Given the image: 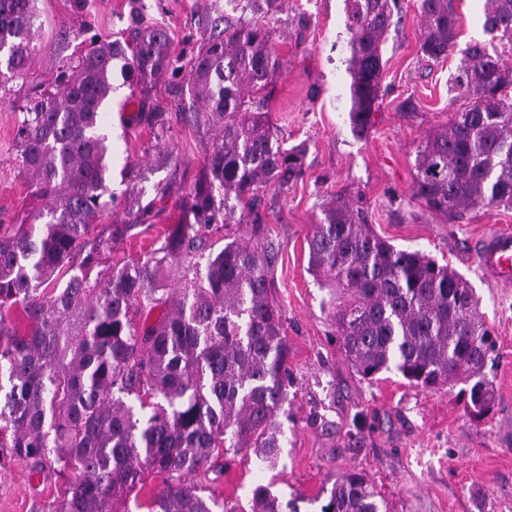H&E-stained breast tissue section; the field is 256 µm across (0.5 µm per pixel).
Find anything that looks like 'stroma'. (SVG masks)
Listing matches in <instances>:
<instances>
[{"mask_svg": "<svg viewBox=\"0 0 512 512\" xmlns=\"http://www.w3.org/2000/svg\"><path fill=\"white\" fill-rule=\"evenodd\" d=\"M485 0H455L459 47L490 42L484 30ZM383 48L385 71L375 123L362 137L350 127L349 34L344 0H281L270 20L278 61L269 109L283 147L303 144L302 174L287 187L261 195L263 243L272 248V294L280 305L290 348L294 385L280 415L286 446L276 468L259 469L243 449L206 494L244 512L256 484L274 493L309 497L352 470L374 484L383 512H512V286L493 282L477 264L482 239L512 232V208L476 209L452 222L412 194L421 142L451 112L464 108L448 86L460 62L452 55L426 67L418 50L423 18L419 0H401ZM31 67L24 78L0 85V224L27 220L33 201L21 166L16 131L34 93L53 88L93 38L130 40L134 24L159 25L170 36L176 61L145 94L147 109L165 112L170 132L156 140L147 123L129 122L128 86L114 72L117 88L104 110L111 144V185L123 193L142 175V203H153L152 224L136 227L118 257L136 258L161 244L166 225L203 167L217 132L190 95L191 59L212 29L208 18L227 10L226 0H37ZM414 97L418 112L399 111ZM365 203L368 224L396 247L423 252L461 273L479 298V311L495 330L497 357L488 376L496 402L484 418L473 417L455 392L409 385L400 374L361 379L346 361L335 334L328 291L308 269L307 239L333 195ZM332 422L331 431L311 427L309 413ZM365 425L356 448L348 446L354 416ZM54 480L38 483L23 466L0 468V512H36L56 495Z\"/></svg>", "mask_w": 512, "mask_h": 512, "instance_id": "stroma-1", "label": "stroma"}]
</instances>
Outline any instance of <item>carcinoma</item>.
Wrapping results in <instances>:
<instances>
[{
    "instance_id": "cac0c4a2",
    "label": "carcinoma",
    "mask_w": 512,
    "mask_h": 512,
    "mask_svg": "<svg viewBox=\"0 0 512 512\" xmlns=\"http://www.w3.org/2000/svg\"><path fill=\"white\" fill-rule=\"evenodd\" d=\"M266 17L277 0H228ZM398 0H345L349 122L365 135L378 110L382 46ZM419 53L437 63L455 52L454 0H420ZM36 0H0V75L20 77L34 51ZM196 54L189 93L219 139L168 225L160 247L114 257L138 224L96 221L115 202L101 108L116 91L114 62L129 87L147 89L175 68L161 26L135 25L132 42L92 43L53 91L35 94L17 129L22 167L40 202L36 224L0 225V468L24 463L30 479L54 475L62 492L44 512H121L127 497L161 480L147 512H234L193 482L224 474L219 450L254 449L274 468L284 448L278 415L294 381L283 315L271 294L274 253L233 239L204 253L214 231L249 224L260 237L261 192L292 182L306 150L275 138L269 98L277 75L270 30L228 13L213 20ZM484 28L512 46V0H485ZM448 92L468 100L419 147L413 195L451 219L476 208H512V65L471 42ZM164 138L166 114L138 112ZM309 266L330 292L336 339L365 380L393 370L425 390L459 383L466 407L495 406L486 368L496 338L474 288L448 265L398 249L366 223L364 208L338 195L307 240ZM184 285L167 288L173 271ZM21 306L29 329L6 323ZM155 320H150L154 311ZM319 512H382L375 487L349 472L323 490ZM319 498L284 502L264 484L250 512H300Z\"/></svg>"
}]
</instances>
